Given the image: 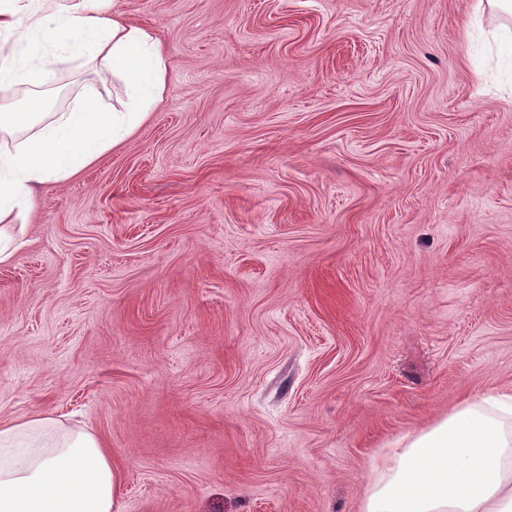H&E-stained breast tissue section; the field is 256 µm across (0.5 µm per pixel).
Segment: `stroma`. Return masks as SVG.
<instances>
[{"label": "stroma", "instance_id": "stroma-1", "mask_svg": "<svg viewBox=\"0 0 512 512\" xmlns=\"http://www.w3.org/2000/svg\"><path fill=\"white\" fill-rule=\"evenodd\" d=\"M113 2L167 90L10 223L0 422L76 415L116 512H360L395 442L512 387V42L474 0ZM36 91L128 100L67 56Z\"/></svg>", "mask_w": 512, "mask_h": 512}]
</instances>
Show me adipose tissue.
I'll return each mask as SVG.
<instances>
[{"label": "adipose tissue", "mask_w": 512, "mask_h": 512, "mask_svg": "<svg viewBox=\"0 0 512 512\" xmlns=\"http://www.w3.org/2000/svg\"><path fill=\"white\" fill-rule=\"evenodd\" d=\"M111 0H8L0 35V220L28 215L33 190L76 175L133 135L162 101L166 54L149 29L111 14ZM59 44L122 79V111L86 101L43 113L42 99L13 111L5 91L41 82ZM120 473L85 428L35 415L0 423V512H114ZM361 512H512V390L461 401L446 417L398 441L368 477Z\"/></svg>", "instance_id": "ef3b65f1"}]
</instances>
